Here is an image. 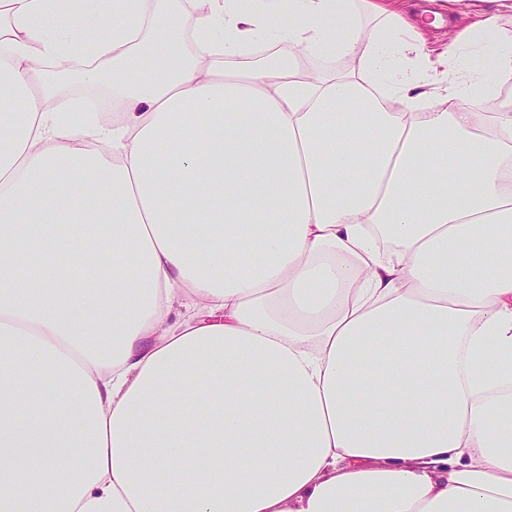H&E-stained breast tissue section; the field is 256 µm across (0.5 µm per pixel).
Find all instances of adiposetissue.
<instances>
[{
	"label": "adipose tissue",
	"instance_id": "1",
	"mask_svg": "<svg viewBox=\"0 0 512 512\" xmlns=\"http://www.w3.org/2000/svg\"><path fill=\"white\" fill-rule=\"evenodd\" d=\"M457 64L388 0H0V512H512V43Z\"/></svg>",
	"mask_w": 512,
	"mask_h": 512
}]
</instances>
